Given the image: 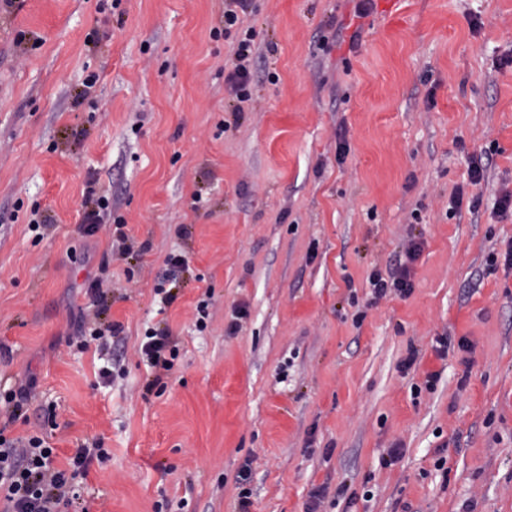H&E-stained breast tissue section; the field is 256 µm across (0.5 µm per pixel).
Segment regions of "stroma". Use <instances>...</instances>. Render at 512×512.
<instances>
[{
    "label": "stroma",
    "mask_w": 512,
    "mask_h": 512,
    "mask_svg": "<svg viewBox=\"0 0 512 512\" xmlns=\"http://www.w3.org/2000/svg\"><path fill=\"white\" fill-rule=\"evenodd\" d=\"M356 3L250 0L240 112L224 0L0 12V391L34 386L5 435L60 469L102 442L76 506L306 512L343 482L356 500L318 512H512V213H492L512 191V0ZM90 189L109 200L92 236ZM459 189L480 208H453ZM171 254L188 263L164 308ZM403 263L411 294L373 300L370 272ZM96 276L124 328L107 351L73 337ZM150 331L171 370L142 361ZM257 49L254 43V32L251 27L242 30V36L232 48V67L224 77V84L229 95L237 101L236 111H243L242 104L250 101V85L252 68Z\"/></svg>",
    "instance_id": "obj_1"
}]
</instances>
